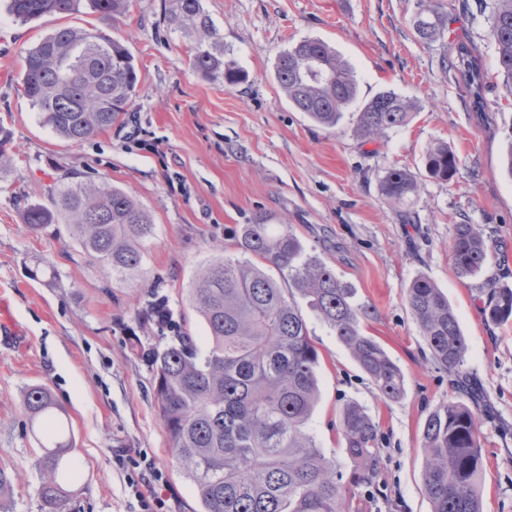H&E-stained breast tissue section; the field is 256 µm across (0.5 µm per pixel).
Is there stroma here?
Listing matches in <instances>:
<instances>
[{"label":"stroma","mask_w":512,"mask_h":512,"mask_svg":"<svg viewBox=\"0 0 512 512\" xmlns=\"http://www.w3.org/2000/svg\"><path fill=\"white\" fill-rule=\"evenodd\" d=\"M168 0H132L113 25L89 8L20 23L0 0V124L10 130V165L0 168V296L19 335L0 334V469L13 481L0 512H41L36 494L40 448L22 409L25 389L50 388L66 410L78 461L69 512H142L140 496L158 494L162 512H200L193 484L172 458L139 348L161 344L139 312L151 289L167 296L174 318L198 339L207 330L185 301L200 264L236 257L230 229L265 214L289 222L376 314L364 324L397 362L405 393L382 401L367 375L313 312H306L320 354V401L310 430L343 475L344 401L365 406L378 424L381 469L373 491H353L354 512H430L423 491L421 428L428 412L461 402L479 415L484 512H512V321L496 325L480 308L485 290L512 286V177L503 155L512 135V98L498 77L488 38L489 10L476 0H442L443 38L418 40L411 19L419 0H203L224 46L248 79L234 87L197 74L187 38L167 31ZM63 26L97 27L121 39L138 67L134 110L124 125L80 144L44 126L17 89L29 48ZM319 38L353 66L360 100L383 90L417 101L404 127L365 143L356 109L325 129L297 111L275 79L277 54ZM478 47L486 113L442 60L449 41ZM447 142L459 158L445 181L427 177L424 155ZM416 173L419 191L397 209L379 190L391 164ZM92 177L129 192L153 216L155 234L135 286L113 282L89 264L68 225L35 233L28 205L50 206L60 181ZM485 231L491 260L473 278L455 275L456 225ZM52 267V275L34 278ZM447 295L467 336L466 368L477 396L434 365L406 302L417 275Z\"/></svg>","instance_id":"1"}]
</instances>
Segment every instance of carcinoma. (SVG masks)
<instances>
[{
  "mask_svg": "<svg viewBox=\"0 0 512 512\" xmlns=\"http://www.w3.org/2000/svg\"><path fill=\"white\" fill-rule=\"evenodd\" d=\"M86 4L101 20L114 22L129 12L131 0H10V12L26 23L74 14ZM164 22L190 41L191 64L202 78L220 79L229 87L246 81L244 70L224 51L223 37L202 0H170ZM447 22L438 0H419L412 27L421 40H435ZM490 36L503 86L512 96V0H492ZM448 57L472 110L487 111L478 47L458 39L449 43ZM275 78L289 103L324 128L336 127L358 101L353 68L320 39L306 38L280 51ZM20 85L43 125L77 144L128 115L137 73L120 40L97 28L63 27L27 51ZM417 110L414 100L382 91L358 108L355 133L364 142L377 141L407 125ZM458 165V156L443 142L424 156L425 172L435 180L453 177ZM380 192L390 204L405 205L418 192V178L393 163L380 180ZM24 218L35 233L60 222L70 225L88 261L130 285L154 235L151 215L123 189L104 181L65 184L52 207L32 205ZM233 238L238 257L219 255L199 266L186 295L206 324L205 349L174 320L168 299L158 291L149 292L141 311L142 319L167 338L163 347H143L140 354L154 373L170 452L195 486L202 512H346L342 474L310 430L319 400L320 359L296 297L348 350L380 398L403 396V372L364 331L373 307L357 301L355 289L307 249L288 223L267 224L259 215L236 228ZM450 251L460 278L479 273L490 258L478 224L456 225ZM268 265L280 279L267 272ZM406 301L433 363L467 385V338L448 296L421 274L406 288ZM481 314L494 323L512 321V287L487 289ZM22 406L31 428L44 439L36 488L42 509L68 512L74 490L67 474L76 464L63 408L43 385L28 387ZM340 425L353 465L352 485H375L381 460L378 424L364 406L348 400L340 409ZM421 447L431 512H483L476 413L453 401L436 406L423 423Z\"/></svg>",
  "mask_w": 512,
  "mask_h": 512,
  "instance_id": "carcinoma-1",
  "label": "carcinoma"
}]
</instances>
